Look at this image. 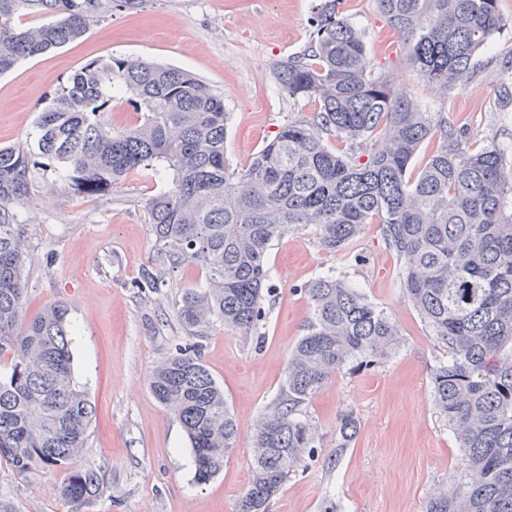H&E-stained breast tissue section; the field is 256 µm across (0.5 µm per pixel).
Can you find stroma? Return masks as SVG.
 <instances>
[{
	"label": "stroma",
	"instance_id": "1",
	"mask_svg": "<svg viewBox=\"0 0 512 512\" xmlns=\"http://www.w3.org/2000/svg\"><path fill=\"white\" fill-rule=\"evenodd\" d=\"M317 0H147L113 10L68 46L0 75V144L24 141L40 100L84 63L111 55L190 70L223 93L230 114L225 148L233 167L315 105L282 96L277 61L302 49ZM507 26L482 49L472 76L449 89L413 71L398 34L373 0H341L340 10L364 35L375 72L402 80L422 108L442 112L466 131L462 146L494 142L512 166V0H499ZM162 179L134 176L105 197L63 189L41 194L25 231L33 261L24 270L25 317L67 302L76 384L97 410L82 464L100 470L104 491L77 504L61 496L59 469L18 474L0 458V505L8 512H237L252 478L250 429L283 382L291 350L312 318L306 285L337 271L398 322L403 343L365 369H346L307 405L315 452L291 474L268 512H424L433 490L458 481L463 450L431 397V374L448 354L420 321L395 276V259L379 227L367 225L358 265L320 249L310 228L273 242L268 252L275 291L264 300L265 340L221 325L190 337L176 321L184 289L200 287L199 268H170L157 252L146 204ZM160 277L145 285L146 271ZM197 345L223 386L240 426L237 446L209 483L194 479L192 451L179 420L154 397L156 366L177 348ZM353 412L360 430L337 453L338 425Z\"/></svg>",
	"mask_w": 512,
	"mask_h": 512
}]
</instances>
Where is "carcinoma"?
Wrapping results in <instances>:
<instances>
[{
    "label": "carcinoma",
    "instance_id": "cac0c4a2",
    "mask_svg": "<svg viewBox=\"0 0 512 512\" xmlns=\"http://www.w3.org/2000/svg\"><path fill=\"white\" fill-rule=\"evenodd\" d=\"M144 0H0V75L84 37L114 8ZM407 41L422 79L448 87L467 78L478 51L507 24L498 0H375ZM309 40L278 61L274 77L294 101L315 103L280 127L245 169L231 167L224 95L195 74L122 55L93 60L38 107L33 131L0 146V457L21 475L61 469L63 496L103 493L100 471L79 466L96 408L73 378L70 308L60 302L23 321L30 258L20 219L51 181L76 195L106 196L140 173L166 184L147 203L160 256L200 268L177 318L190 336L220 323L263 338V300L273 289L272 242L311 225L320 249L354 252L377 224L402 291L448 361L432 373L435 408L464 451L462 482L442 486L425 512H512V168L491 142L468 152L465 133L442 112H425L391 76L372 72L362 33L319 0ZM127 97L134 125L112 127V101ZM348 144L337 152L329 138ZM438 146L411 175L422 145ZM313 319L295 344L278 396L251 431L252 480L238 512H265L291 473L313 456L305 407L345 368L371 366L402 343L397 322L344 276L306 288ZM155 398L181 423L194 479L210 482L236 447L239 426L200 356L180 348L152 373ZM359 420L342 414L337 450Z\"/></svg>",
    "mask_w": 512,
    "mask_h": 512
}]
</instances>
